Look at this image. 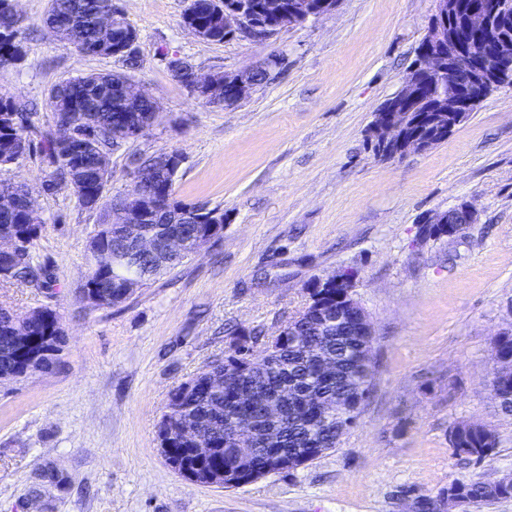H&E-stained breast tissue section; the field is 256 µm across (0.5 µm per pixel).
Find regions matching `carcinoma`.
<instances>
[{
  "label": "carcinoma",
  "instance_id": "cac0c4a2",
  "mask_svg": "<svg viewBox=\"0 0 512 512\" xmlns=\"http://www.w3.org/2000/svg\"><path fill=\"white\" fill-rule=\"evenodd\" d=\"M108 0H50V7L43 18L44 25L57 37L72 44L86 56L113 59L112 47L116 46L112 35L102 33L98 15ZM183 24L202 27L208 34V41L221 43L224 34V12L213 0H194L191 15L183 16ZM24 57V46L20 37V25L14 12L12 0H0V68L4 69ZM124 72L92 73L85 76L69 77L56 83L49 92V107L56 119V132L44 136L39 143L32 138V125L28 123L27 106L12 98L0 97V167L16 163L24 155L39 148V153L48 159L50 171L43 183V190L52 193L66 188L76 196L79 204L89 210L101 209L106 218L112 216V204L116 199H126L139 194L143 203L157 197L169 198L164 214L180 221L177 228L191 237L205 229L209 218L224 220L218 209L203 208L198 204L185 203L176 197L174 186L167 185L168 178L152 180L140 178L157 161L148 157L137 164L129 188L114 196L107 195L111 177L109 167L101 165V157H109L112 151L126 141L115 130L114 116L122 115L126 123L145 134L155 123L159 107L156 102L128 97L123 89L129 80V72L141 67L140 59L124 60ZM437 86L423 87L425 103L417 108V115L423 116L414 127L423 139L439 144L443 138L435 135L434 113L428 109L436 94ZM73 129L82 136L78 151L61 146L60 131L63 127ZM28 186L19 181L0 180V198L8 197L11 203L0 208V226L18 224L26 232V225L32 223L27 211ZM128 237L114 230L111 235L99 241V248L112 252L127 247ZM34 237L20 239V250L24 258L19 262H1L0 277L33 288H46L50 277L47 271L33 264L31 247ZM134 264L123 261L117 266L109 264L88 265L87 283L95 284L112 292V301L107 306L125 303L127 283L133 279ZM331 293L333 289H314L310 301L299 313L300 322L307 325L303 336L295 344L273 345L270 356L278 361V368L268 370L263 365H252L243 361L242 348L236 354L225 357L227 361H241L229 378L218 387L210 385V376L224 372V364L210 362L195 377L174 388L170 394L168 412L164 415L157 432V441L165 460L178 459L187 465L190 472L196 471L194 448L212 447L214 453L203 466H219L227 473L238 469L237 450L224 441V420L231 419L249 429L263 434L268 428L282 429L281 441L273 444L261 443L252 456V463L258 469L270 472L281 470L271 448H286L288 454L310 455L314 461L325 452L336 448V418L324 414L314 402L302 407L283 401L280 417L270 420L258 403L241 399L251 389L267 398L277 399L281 391L290 384L304 386L316 398L328 401L343 394L355 396L352 377L363 373V361L372 358V348L362 336L347 331L345 336H319L310 322L321 302L318 295ZM15 324L10 310L0 308V371H15L14 352ZM28 335L37 339L49 338L54 354L39 362L35 369L42 373L50 371L59 359L65 345V336L56 311L42 308L33 311L28 324ZM326 345L336 354L340 372L322 375L314 358V350ZM195 417L206 425L202 439L191 441L168 440V429L182 415ZM498 437L483 430L468 431L458 435L455 446L460 448L456 455L468 462L479 463L497 448ZM467 495L471 504L481 505L493 500L512 498V486L471 478L466 481Z\"/></svg>",
  "mask_w": 512,
  "mask_h": 512
}]
</instances>
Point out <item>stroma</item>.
Returning a JSON list of instances; mask_svg holds the SVG:
<instances>
[{"label": "stroma", "instance_id": "1", "mask_svg": "<svg viewBox=\"0 0 512 512\" xmlns=\"http://www.w3.org/2000/svg\"><path fill=\"white\" fill-rule=\"evenodd\" d=\"M189 0H119L139 32L133 81L159 106L154 126L109 159V194L135 157L179 152L178 199L224 214L223 234L136 291L88 305L80 288L103 220L70 190L44 192L48 167L30 154L0 169L36 199L31 249L46 289L0 280V306L57 312L67 343L54 368L0 385V512H418L452 482L512 474V415L491 387L494 343L512 327V89L425 152L376 158L365 131L400 88L433 0H340L332 13L263 42L221 44L183 24ZM48 0H16L26 49L0 71V96L31 103L32 126L55 130L50 87L121 70L80 55L41 24ZM203 72L284 63L236 107L195 99L167 68ZM472 205L458 235L425 237L437 213ZM344 270L374 328L376 373L357 424L335 450L238 488L171 469L156 432L171 391L224 356L240 333L274 332L307 288ZM466 421L498 446L474 465L448 435Z\"/></svg>", "mask_w": 512, "mask_h": 512}]
</instances>
